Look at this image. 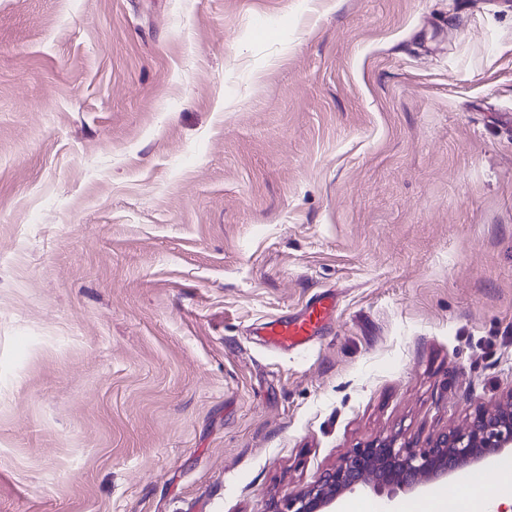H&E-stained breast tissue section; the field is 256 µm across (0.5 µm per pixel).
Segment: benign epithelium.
<instances>
[{"label":"benign epithelium","mask_w":512,"mask_h":512,"mask_svg":"<svg viewBox=\"0 0 512 512\" xmlns=\"http://www.w3.org/2000/svg\"><path fill=\"white\" fill-rule=\"evenodd\" d=\"M505 451L512 452V392L504 405L493 411L476 407L465 427L441 432L424 446L390 436L355 448L315 484L275 503L271 512H336L344 496L366 489L387 492L389 503L398 490H420L487 466Z\"/></svg>","instance_id":"7a95c632"}]
</instances>
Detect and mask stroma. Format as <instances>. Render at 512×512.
<instances>
[{"label":"stroma","mask_w":512,"mask_h":512,"mask_svg":"<svg viewBox=\"0 0 512 512\" xmlns=\"http://www.w3.org/2000/svg\"><path fill=\"white\" fill-rule=\"evenodd\" d=\"M511 391L504 0H0V512H270ZM335 309L336 303L331 294L310 300L300 313L263 324L264 342L277 350L304 349L321 333Z\"/></svg>","instance_id":"obj_1"}]
</instances>
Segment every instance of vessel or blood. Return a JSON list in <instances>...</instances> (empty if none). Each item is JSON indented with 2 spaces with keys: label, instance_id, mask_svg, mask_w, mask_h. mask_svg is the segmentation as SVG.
Returning <instances> with one entry per match:
<instances>
[{
  "label": "vessel or blood",
  "instance_id": "vessel-or-blood-1",
  "mask_svg": "<svg viewBox=\"0 0 512 512\" xmlns=\"http://www.w3.org/2000/svg\"><path fill=\"white\" fill-rule=\"evenodd\" d=\"M335 309L333 295H321L308 301L300 313L265 323L262 327L264 341L277 350L306 348L321 333Z\"/></svg>",
  "mask_w": 512,
  "mask_h": 512
}]
</instances>
